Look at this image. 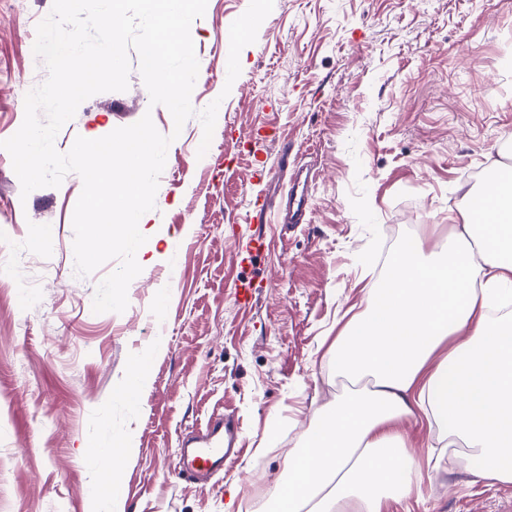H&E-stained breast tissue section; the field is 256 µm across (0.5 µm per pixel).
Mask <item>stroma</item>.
Wrapping results in <instances>:
<instances>
[{"label": "stroma", "instance_id": "35a3bbf8", "mask_svg": "<svg viewBox=\"0 0 512 512\" xmlns=\"http://www.w3.org/2000/svg\"><path fill=\"white\" fill-rule=\"evenodd\" d=\"M248 5L207 0L196 19L182 130L151 105L132 50L127 90L85 100L55 139L64 154L146 115L173 138L124 312L92 308L118 261L75 272L80 176L22 195L0 149V512H92L113 481L125 512H245L317 411L354 388L328 352L342 316L403 238L432 225L425 250H439L449 212L512 163V0H274L230 84V26ZM52 7L0 0V140L49 76L33 45ZM214 101L202 155L198 113ZM297 167L309 223H255L256 197L276 205ZM138 358L149 381L130 405L117 393ZM215 412L238 423L239 457L207 483L178 481L180 441ZM116 434L133 446L117 463ZM482 467L463 455L451 472L421 468L388 512H507L512 484L472 482Z\"/></svg>", "mask_w": 512, "mask_h": 512}]
</instances>
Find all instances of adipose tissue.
Listing matches in <instances>:
<instances>
[{
    "mask_svg": "<svg viewBox=\"0 0 512 512\" xmlns=\"http://www.w3.org/2000/svg\"><path fill=\"white\" fill-rule=\"evenodd\" d=\"M490 219L458 210L450 248L412 235L330 350L337 377L369 388L338 395L289 452L273 512H387L412 491L415 461L397 424L422 412L450 424L449 446L480 457L479 476L512 484V321L491 311L512 285V194Z\"/></svg>",
    "mask_w": 512,
    "mask_h": 512,
    "instance_id": "adipose-tissue-1",
    "label": "adipose tissue"
}]
</instances>
